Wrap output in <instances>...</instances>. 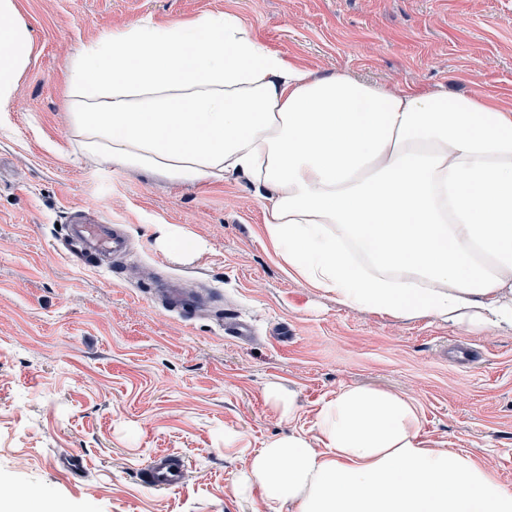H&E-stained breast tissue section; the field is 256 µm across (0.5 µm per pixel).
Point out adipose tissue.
Masks as SVG:
<instances>
[{
	"instance_id": "1",
	"label": "adipose tissue",
	"mask_w": 512,
	"mask_h": 512,
	"mask_svg": "<svg viewBox=\"0 0 512 512\" xmlns=\"http://www.w3.org/2000/svg\"><path fill=\"white\" fill-rule=\"evenodd\" d=\"M35 50L18 0H0V104ZM67 95L102 163L246 178L289 277L394 319L512 331V107L316 74L231 12L113 31L77 56ZM315 428L253 455L242 484L270 512H512L487 468L422 438L403 395L343 387Z\"/></svg>"
}]
</instances>
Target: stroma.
I'll list each match as a JSON object with an SVG mask.
<instances>
[{"instance_id":"1","label":"stroma","mask_w":512,"mask_h":512,"mask_svg":"<svg viewBox=\"0 0 512 512\" xmlns=\"http://www.w3.org/2000/svg\"><path fill=\"white\" fill-rule=\"evenodd\" d=\"M36 54L0 106V485L27 512H268L241 489L269 440L312 433L347 385L393 390L434 448L469 455L512 489V333L345 306L288 277L264 234L266 202L244 179L175 184L102 165L71 128L66 74L87 44L136 23L237 14L255 36L320 74L401 81L512 106V0H19ZM81 210L131 242L114 268L65 248ZM172 224L199 240L175 262L155 240ZM209 295L186 316L157 277ZM239 314L247 345L224 333ZM289 335H279V328ZM456 344L479 350L469 366ZM295 395L284 414L270 387ZM80 453L86 471L58 458ZM180 459L183 487L141 482L152 455ZM224 333L241 341H251L255 338L254 324L240 316L224 318Z\"/></svg>"}]
</instances>
